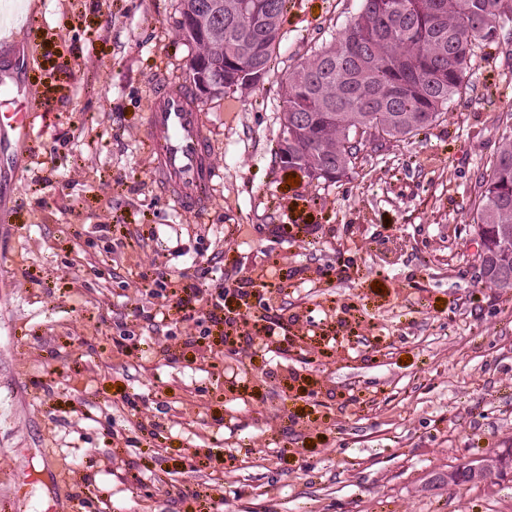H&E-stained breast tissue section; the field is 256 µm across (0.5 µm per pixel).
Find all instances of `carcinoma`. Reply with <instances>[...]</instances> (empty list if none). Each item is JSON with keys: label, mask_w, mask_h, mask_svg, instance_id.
<instances>
[{"label": "carcinoma", "mask_w": 512, "mask_h": 512, "mask_svg": "<svg viewBox=\"0 0 512 512\" xmlns=\"http://www.w3.org/2000/svg\"><path fill=\"white\" fill-rule=\"evenodd\" d=\"M268 6L249 23L236 4ZM358 12L331 43L293 66L281 83V163L311 180L329 171L354 172L367 146L390 149L438 124L456 95L474 90L471 61L512 22V0H360ZM288 0H180L189 67L206 65L215 91L224 88L232 57L244 71L268 74ZM497 153L484 164L471 200V223L484 238V281L512 282V111ZM372 140L357 138V128Z\"/></svg>", "instance_id": "obj_1"}]
</instances>
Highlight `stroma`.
<instances>
[{
	"instance_id": "1",
	"label": "stroma",
	"mask_w": 512,
	"mask_h": 512,
	"mask_svg": "<svg viewBox=\"0 0 512 512\" xmlns=\"http://www.w3.org/2000/svg\"><path fill=\"white\" fill-rule=\"evenodd\" d=\"M358 8L289 0L265 80L199 100L201 212L146 130L156 79L191 84L178 0H30L0 28L34 114L0 166V512H512V481L442 480L512 447V290L478 276L468 213L512 46L427 133L288 185L280 81ZM186 283L234 346L163 310Z\"/></svg>"
}]
</instances>
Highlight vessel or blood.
<instances>
[{"label": "vessel or blood", "instance_id": "vessel-or-blood-1", "mask_svg": "<svg viewBox=\"0 0 512 512\" xmlns=\"http://www.w3.org/2000/svg\"><path fill=\"white\" fill-rule=\"evenodd\" d=\"M11 103L12 110L0 113V152L9 141L26 142L32 134V114L22 89H13ZM147 136L157 186L190 209L207 208L218 168L206 119L182 85L159 81L149 106Z\"/></svg>", "mask_w": 512, "mask_h": 512}]
</instances>
